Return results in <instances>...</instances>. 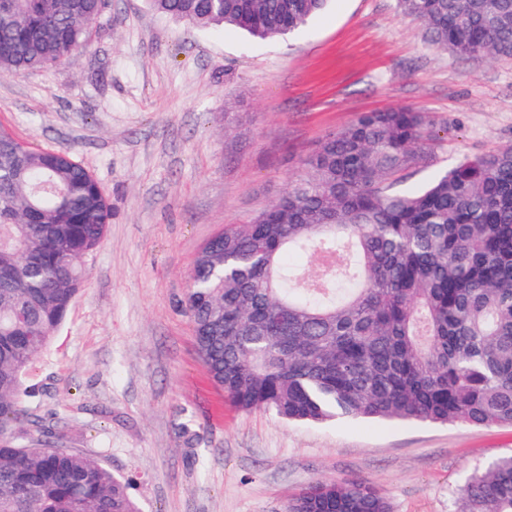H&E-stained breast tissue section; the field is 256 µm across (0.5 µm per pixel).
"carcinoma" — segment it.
<instances>
[{"instance_id":"cac0c4a2","label":"carcinoma","mask_w":512,"mask_h":512,"mask_svg":"<svg viewBox=\"0 0 512 512\" xmlns=\"http://www.w3.org/2000/svg\"><path fill=\"white\" fill-rule=\"evenodd\" d=\"M327 0H150L193 26L261 38L300 30ZM459 58L512 59V0H396ZM104 0H0V77L84 48ZM439 138L429 112L358 115L248 224L201 249L184 305L198 354L242 411L512 425V147L398 190ZM112 209L67 151L0 127V512H139L123 479L41 443L25 385L64 322ZM309 251L308 281L283 263ZM285 512H392L361 482H317ZM456 512H512V454L471 474Z\"/></svg>"}]
</instances>
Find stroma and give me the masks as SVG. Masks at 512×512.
Here are the masks:
<instances>
[{
    "label": "stroma",
    "mask_w": 512,
    "mask_h": 512,
    "mask_svg": "<svg viewBox=\"0 0 512 512\" xmlns=\"http://www.w3.org/2000/svg\"><path fill=\"white\" fill-rule=\"evenodd\" d=\"M400 106L448 129L405 180L414 189L512 146V60L436 49L395 0H329L274 39L107 0L85 48L0 77V126L70 151L112 206L84 288L29 369L50 437L128 479L142 512H284L324 480L365 481L393 512H453L471 471L512 453L511 427L238 410L183 310L207 240L281 197L328 133Z\"/></svg>",
    "instance_id": "1"
}]
</instances>
